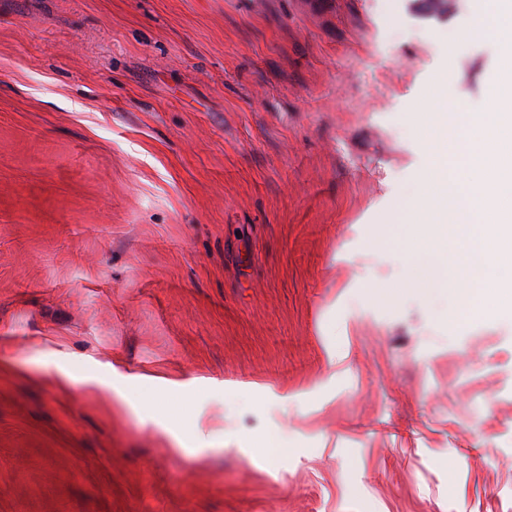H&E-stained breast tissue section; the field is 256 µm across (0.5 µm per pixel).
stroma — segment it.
I'll return each mask as SVG.
<instances>
[{
	"label": "stroma",
	"instance_id": "obj_1",
	"mask_svg": "<svg viewBox=\"0 0 512 512\" xmlns=\"http://www.w3.org/2000/svg\"><path fill=\"white\" fill-rule=\"evenodd\" d=\"M485 20L0 0V512H512V316L392 205Z\"/></svg>",
	"mask_w": 512,
	"mask_h": 512
}]
</instances>
